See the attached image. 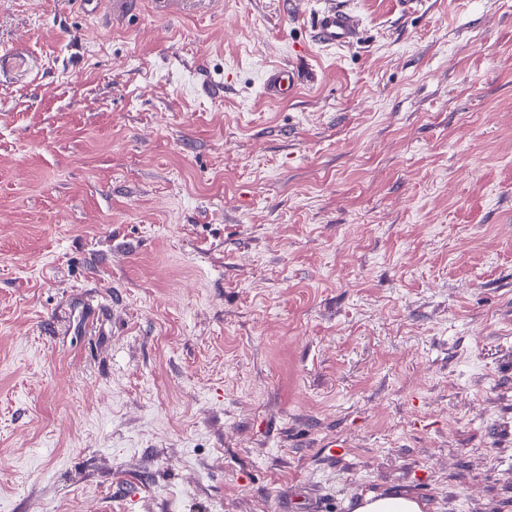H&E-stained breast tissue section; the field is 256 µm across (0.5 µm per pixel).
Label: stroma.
Wrapping results in <instances>:
<instances>
[{
    "mask_svg": "<svg viewBox=\"0 0 512 512\" xmlns=\"http://www.w3.org/2000/svg\"><path fill=\"white\" fill-rule=\"evenodd\" d=\"M342 2L0 0V512H512V0ZM317 39L327 45L346 46L358 38L356 17L334 0L323 1L313 15ZM299 86V71L290 65H280L264 73L263 95L272 100H288ZM425 504L406 493H369L359 500L353 512H424Z\"/></svg>",
    "mask_w": 512,
    "mask_h": 512,
    "instance_id": "obj_1",
    "label": "stroma"
}]
</instances>
